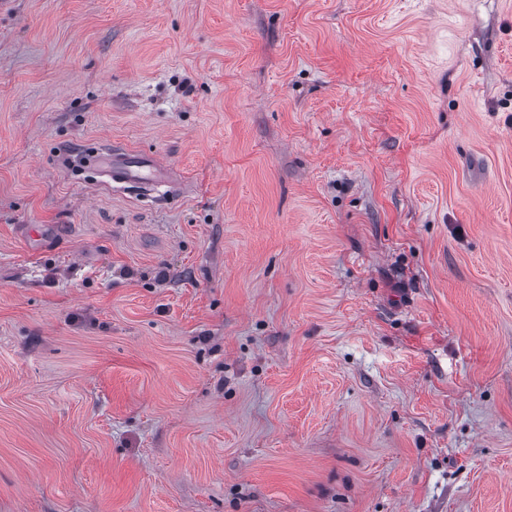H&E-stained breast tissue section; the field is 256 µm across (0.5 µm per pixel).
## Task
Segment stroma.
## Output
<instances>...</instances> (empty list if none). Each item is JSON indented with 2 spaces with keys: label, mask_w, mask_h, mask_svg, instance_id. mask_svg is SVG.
I'll return each mask as SVG.
<instances>
[{
  "label": "stroma",
  "mask_w": 512,
  "mask_h": 512,
  "mask_svg": "<svg viewBox=\"0 0 512 512\" xmlns=\"http://www.w3.org/2000/svg\"><path fill=\"white\" fill-rule=\"evenodd\" d=\"M0 512H512V0H0ZM94 165L103 170L117 184L142 186L166 183L167 166L156 156L128 148H114L99 152Z\"/></svg>",
  "instance_id": "1"
}]
</instances>
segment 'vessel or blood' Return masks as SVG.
I'll return each mask as SVG.
<instances>
[{
    "label": "vessel or blood",
    "mask_w": 512,
    "mask_h": 512,
    "mask_svg": "<svg viewBox=\"0 0 512 512\" xmlns=\"http://www.w3.org/2000/svg\"><path fill=\"white\" fill-rule=\"evenodd\" d=\"M94 165L103 170L115 183L132 186L167 182L169 172L156 156L127 148L100 152Z\"/></svg>",
    "instance_id": "b4317fda"
}]
</instances>
